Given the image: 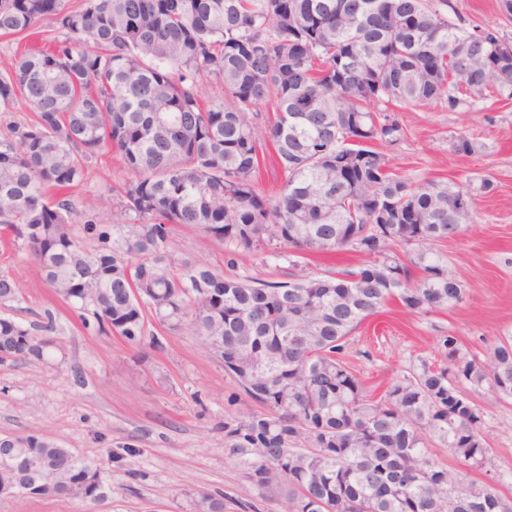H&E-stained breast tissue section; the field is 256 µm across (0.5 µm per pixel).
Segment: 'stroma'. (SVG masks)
<instances>
[{
    "mask_svg": "<svg viewBox=\"0 0 512 512\" xmlns=\"http://www.w3.org/2000/svg\"><path fill=\"white\" fill-rule=\"evenodd\" d=\"M449 20L481 25L512 40V18L497 0H448ZM403 129L397 145L379 151L410 181L465 183L489 178L494 189L479 197L458 238L439 244L449 272L466 294L457 307L426 315L386 304L353 334L346 359L373 394L436 356L438 337L454 334L481 354L495 338L512 334V99L493 96L459 112L398 109ZM477 143L466 156L455 137ZM96 174L71 192L79 208L99 206L104 184L127 176L113 150H103ZM179 261L205 263L224 273L267 281L288 280L287 260L261 253L227 265L224 251L202 233L177 235ZM0 274L20 290L16 320L56 318L61 346L55 364L0 363V436L35 434L52 439L97 465L112 484L100 505L67 497L0 498V512H201L202 498L223 499L225 512H285L284 498L262 493L224 446V425L258 411L222 361L190 329L171 332L151 323L153 341L138 345L86 329L80 313L42 280L26 250L0 248ZM484 414L482 434L493 454L470 478L512 500V402L489 387L471 391Z\"/></svg>",
    "mask_w": 512,
    "mask_h": 512,
    "instance_id": "stroma-1",
    "label": "stroma"
}]
</instances>
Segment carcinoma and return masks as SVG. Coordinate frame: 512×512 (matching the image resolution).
<instances>
[{"instance_id":"carcinoma-1","label":"carcinoma","mask_w":512,"mask_h":512,"mask_svg":"<svg viewBox=\"0 0 512 512\" xmlns=\"http://www.w3.org/2000/svg\"><path fill=\"white\" fill-rule=\"evenodd\" d=\"M446 4L0 0L1 36L25 37L43 19L67 35L0 75V107L33 112L0 137V236L22 241L98 334L138 344L150 316L202 337L261 406L224 424V447L254 486L284 493L288 512H512L496 488L428 450L436 442L475 469L489 462L468 393L487 385L512 400V336L481 356L441 336L439 363L422 361L378 397L344 359L386 302L428 314L465 296L433 245L461 234L460 203L473 206L491 181L415 185L374 149L401 139L388 115L398 105L458 112L489 94L512 98V51H499L495 31L448 21ZM205 76L223 81L224 101H202ZM265 101L277 109L267 124L284 180L275 198L254 181ZM106 147L131 174L105 187L123 224L68 195ZM181 227L225 246L230 264L254 252L278 259L282 245L294 248L293 268L349 250L365 264L277 282L179 271ZM17 299L0 275V302ZM54 332L49 312L29 325L0 315V362H51ZM8 439L56 469L27 496L101 499L92 463L37 435Z\"/></svg>"}]
</instances>
